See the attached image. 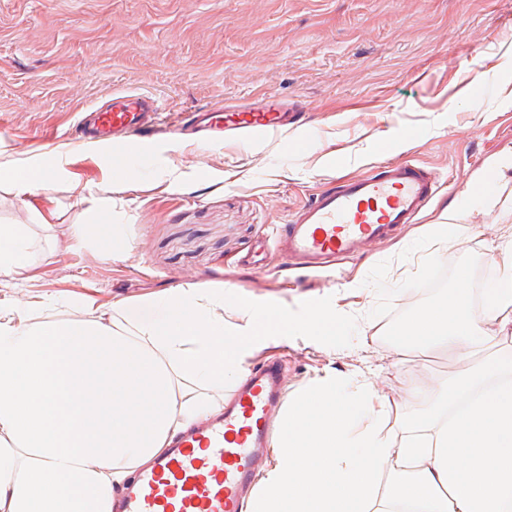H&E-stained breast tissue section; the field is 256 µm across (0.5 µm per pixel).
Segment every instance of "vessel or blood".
I'll return each instance as SVG.
<instances>
[{
    "label": "vessel or blood",
    "mask_w": 512,
    "mask_h": 512,
    "mask_svg": "<svg viewBox=\"0 0 512 512\" xmlns=\"http://www.w3.org/2000/svg\"><path fill=\"white\" fill-rule=\"evenodd\" d=\"M302 112L298 102L267 96L242 109L198 110L177 130L199 143L248 145L296 125ZM162 132L155 103L143 94L114 93L95 113L93 136L117 167ZM436 192L433 173L409 160L338 176L288 223L276 225L275 247L287 269L300 272L366 255L417 223ZM285 398L280 363L251 370L221 414L179 434L166 454L121 488L115 512H244L243 493L271 444Z\"/></svg>",
    "instance_id": "1"
}]
</instances>
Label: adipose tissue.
<instances>
[{
    "label": "adipose tissue",
    "instance_id": "adipose-tissue-1",
    "mask_svg": "<svg viewBox=\"0 0 512 512\" xmlns=\"http://www.w3.org/2000/svg\"><path fill=\"white\" fill-rule=\"evenodd\" d=\"M31 246L26 228L0 224V278H23ZM489 263L480 297L456 289L393 332L401 348H448L454 377L404 386L396 401L366 382L314 379L288 402L250 512H512V352L474 359L487 324L512 332V241ZM52 305L0 308V512H113L116 489L178 428L217 412L202 389L239 382L269 330L333 343L349 328L321 307L229 328L223 295L200 284L159 298L149 318L117 304L108 325L30 323ZM421 400L418 422L393 416Z\"/></svg>",
    "mask_w": 512,
    "mask_h": 512
}]
</instances>
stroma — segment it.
<instances>
[{
	"label": "stroma",
	"instance_id": "stroma-1",
	"mask_svg": "<svg viewBox=\"0 0 512 512\" xmlns=\"http://www.w3.org/2000/svg\"><path fill=\"white\" fill-rule=\"evenodd\" d=\"M117 91L152 97L165 126L264 95L303 102L309 123L245 149L161 136L116 170L75 125ZM403 129L412 140L396 142ZM392 156L440 180L419 222L333 277L284 282L274 226L327 181ZM21 163L50 179L23 202L0 181V224L33 240L28 280L0 279V301L51 298L66 318L80 300L105 323L114 304L151 315L193 274L226 294L229 325L254 304L333 308L353 320L336 346L272 332L250 363L289 356L292 394L362 372L395 399L458 367L390 337L455 288L428 289L433 272L465 267L481 288L492 247L512 240V0H0V170ZM486 172L488 202L463 205ZM457 207V243L431 247L429 228ZM80 224L123 225L128 251L77 241Z\"/></svg>",
	"mask_w": 512,
	"mask_h": 512
}]
</instances>
